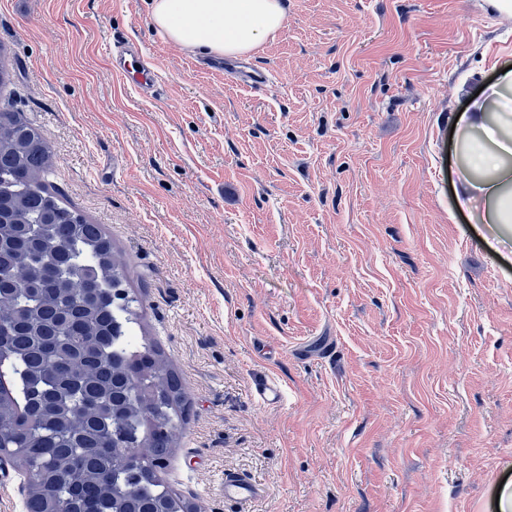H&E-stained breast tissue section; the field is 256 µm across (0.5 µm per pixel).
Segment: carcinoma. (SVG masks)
I'll list each match as a JSON object with an SVG mask.
<instances>
[{"label": "carcinoma", "instance_id": "1", "mask_svg": "<svg viewBox=\"0 0 512 512\" xmlns=\"http://www.w3.org/2000/svg\"><path fill=\"white\" fill-rule=\"evenodd\" d=\"M42 131L0 110V448L39 471L26 512H194L157 476L184 426L177 371L100 224L48 187ZM145 448L144 465H125Z\"/></svg>", "mask_w": 512, "mask_h": 512}]
</instances>
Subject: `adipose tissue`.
<instances>
[{
	"label": "adipose tissue",
	"instance_id": "adipose-tissue-1",
	"mask_svg": "<svg viewBox=\"0 0 512 512\" xmlns=\"http://www.w3.org/2000/svg\"><path fill=\"white\" fill-rule=\"evenodd\" d=\"M154 26L183 47L240 56L283 25V0H151ZM472 109L455 113V192L451 206L472 224L512 227V56Z\"/></svg>",
	"mask_w": 512,
	"mask_h": 512
}]
</instances>
